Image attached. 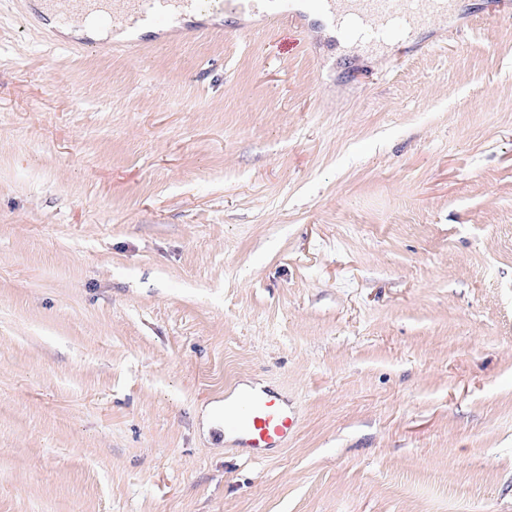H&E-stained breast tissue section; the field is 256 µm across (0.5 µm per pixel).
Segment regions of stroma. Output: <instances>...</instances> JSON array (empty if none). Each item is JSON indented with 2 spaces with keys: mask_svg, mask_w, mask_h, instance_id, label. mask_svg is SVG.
Segmentation results:
<instances>
[{
  "mask_svg": "<svg viewBox=\"0 0 512 512\" xmlns=\"http://www.w3.org/2000/svg\"><path fill=\"white\" fill-rule=\"evenodd\" d=\"M0 0V512H512V0L415 46L132 54ZM300 415L246 460L199 411Z\"/></svg>",
  "mask_w": 512,
  "mask_h": 512,
  "instance_id": "stroma-1",
  "label": "stroma"
}]
</instances>
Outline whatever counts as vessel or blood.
Returning a JSON list of instances; mask_svg holds the SVG:
<instances>
[{"mask_svg": "<svg viewBox=\"0 0 512 512\" xmlns=\"http://www.w3.org/2000/svg\"><path fill=\"white\" fill-rule=\"evenodd\" d=\"M57 10L61 20L71 16L96 15L101 24L120 20L143 28L159 27L166 19L181 15L190 35L204 33L200 20L227 13L259 18L275 25L284 20L305 24L300 12L268 11V0H35ZM454 0H317L335 21L346 23L361 48L374 51L390 46L407 31L426 28L448 16ZM224 428L247 459L262 460L284 448L297 428L294 408L269 390L245 391L224 406Z\"/></svg>", "mask_w": 512, "mask_h": 512, "instance_id": "1", "label": "vessel or blood"}]
</instances>
